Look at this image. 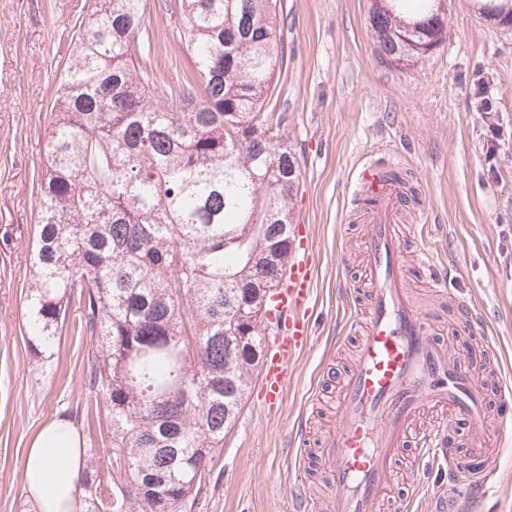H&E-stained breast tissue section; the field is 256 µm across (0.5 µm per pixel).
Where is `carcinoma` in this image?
Wrapping results in <instances>:
<instances>
[{
	"label": "carcinoma",
	"mask_w": 512,
	"mask_h": 512,
	"mask_svg": "<svg viewBox=\"0 0 512 512\" xmlns=\"http://www.w3.org/2000/svg\"><path fill=\"white\" fill-rule=\"evenodd\" d=\"M441 2L370 0L376 55L426 59L445 41ZM95 5L45 132L28 343L50 347L73 309L96 338L87 407L106 404L112 427L77 512H192L264 357L253 294L294 244L301 171L270 104L286 18L280 0H174L194 71L161 104L139 40L147 0Z\"/></svg>",
	"instance_id": "obj_1"
}]
</instances>
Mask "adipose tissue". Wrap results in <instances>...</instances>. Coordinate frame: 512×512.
Here are the masks:
<instances>
[{
    "instance_id": "1",
    "label": "adipose tissue",
    "mask_w": 512,
    "mask_h": 512,
    "mask_svg": "<svg viewBox=\"0 0 512 512\" xmlns=\"http://www.w3.org/2000/svg\"><path fill=\"white\" fill-rule=\"evenodd\" d=\"M84 450L76 428L60 418L45 425L28 449L24 488L37 512H74Z\"/></svg>"
}]
</instances>
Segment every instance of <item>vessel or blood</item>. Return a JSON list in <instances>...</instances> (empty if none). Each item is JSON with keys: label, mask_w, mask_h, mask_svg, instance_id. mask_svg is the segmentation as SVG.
Wrapping results in <instances>:
<instances>
[{"label": "vessel or blood", "mask_w": 512, "mask_h": 512, "mask_svg": "<svg viewBox=\"0 0 512 512\" xmlns=\"http://www.w3.org/2000/svg\"><path fill=\"white\" fill-rule=\"evenodd\" d=\"M399 160H368L359 174L356 195L367 196L363 219L368 305L365 318H354L358 335L355 362L340 388L338 424L321 458L335 478L332 512H378L392 481L393 464L406 447L416 459L444 457L448 470L468 480L466 499L448 512H484L482 501L491 473L463 471L451 456L452 431L465 423L475 436L485 434L479 380L448 362L444 344L432 335L433 324L410 292L397 232L409 212L400 183L385 172ZM313 264L310 236L301 234L288 278L278 298L281 325L268 349L262 392L267 406L281 403L288 370L310 342L308 316ZM434 416L431 428L413 437V425Z\"/></svg>", "instance_id": "vessel-or-blood-1"}]
</instances>
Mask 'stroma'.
Wrapping results in <instances>:
<instances>
[{
	"label": "stroma",
	"instance_id": "stroma-1",
	"mask_svg": "<svg viewBox=\"0 0 512 512\" xmlns=\"http://www.w3.org/2000/svg\"><path fill=\"white\" fill-rule=\"evenodd\" d=\"M171 0H147L139 37L167 101L192 58L181 44ZM288 16L284 64L273 94L301 169L292 204L310 228L316 269L311 340L293 365L283 402L267 410L253 376L224 447L207 467L195 512H292L295 460L312 461L307 484L319 507L334 494L319 450L336 425V393L354 360V313L366 307L363 242L354 219V178L366 158H401L416 217L402 229L407 276L429 304L451 363L481 375L490 437L475 457L468 426L456 428L462 462L495 475L488 512H512V424L501 423L499 387L512 377V28L482 18L469 0H446V40L426 60L399 69L378 59L366 29L369 0H281ZM85 0H0V512H35L24 490L27 449L48 422L71 418L84 448L102 447L107 409L87 413L84 377L91 336L59 331L48 359L28 345L26 291L38 234L36 192L44 129L70 62ZM485 81L504 135L496 158L477 81ZM437 252L449 289L429 285L418 254ZM491 343L498 360L479 370L474 353ZM314 429L292 439L301 419ZM392 498L418 489L423 512L448 491L444 462L403 454Z\"/></svg>",
	"mask_w": 512,
	"mask_h": 512
}]
</instances>
